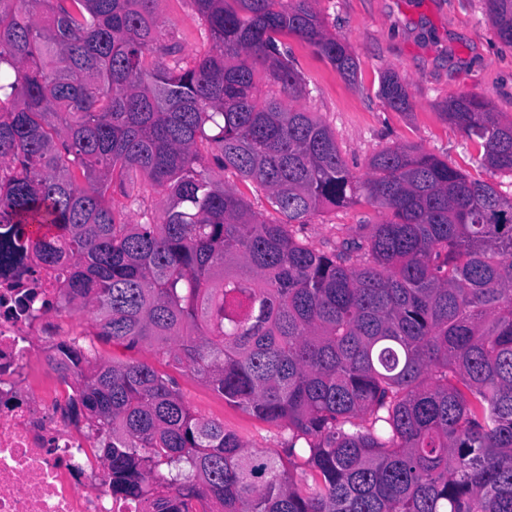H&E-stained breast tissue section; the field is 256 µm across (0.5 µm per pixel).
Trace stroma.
<instances>
[{
	"instance_id": "obj_1",
	"label": "stroma",
	"mask_w": 512,
	"mask_h": 512,
	"mask_svg": "<svg viewBox=\"0 0 512 512\" xmlns=\"http://www.w3.org/2000/svg\"><path fill=\"white\" fill-rule=\"evenodd\" d=\"M317 8L327 31L354 54L355 81H347L295 36L282 37L279 49L306 83L298 106L329 126L348 166L362 177L374 153L414 144L471 177H485L475 147L439 108L448 97L474 94L491 101L503 118H512V46L495 36L483 0H318ZM155 11L167 42L180 45L184 56L210 50L190 0H157ZM389 69L408 86V111L391 109L379 95L380 78ZM383 219L380 210L365 203L330 209L311 217L297 236L324 250L336 232L359 236ZM95 349L105 361L154 364L174 380L196 415L222 422L248 449L278 456L287 448L286 426L225 401L205 380L156 359L150 346L128 348L99 339Z\"/></svg>"
}]
</instances>
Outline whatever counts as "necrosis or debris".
Instances as JSON below:
<instances>
[{
    "mask_svg": "<svg viewBox=\"0 0 512 512\" xmlns=\"http://www.w3.org/2000/svg\"><path fill=\"white\" fill-rule=\"evenodd\" d=\"M61 275L32 254L0 272V512H155L103 490L85 428L61 411L77 385L32 343L69 310Z\"/></svg>",
    "mask_w": 512,
    "mask_h": 512,
    "instance_id": "necrosis-or-debris-1",
    "label": "necrosis or debris"
}]
</instances>
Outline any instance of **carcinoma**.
Listing matches in <instances>:
<instances>
[{
	"label": "carcinoma",
	"instance_id": "1",
	"mask_svg": "<svg viewBox=\"0 0 512 512\" xmlns=\"http://www.w3.org/2000/svg\"><path fill=\"white\" fill-rule=\"evenodd\" d=\"M155 2L0 0V268L34 249L94 335L174 357L291 438L284 458L251 451L153 366L70 336L55 346L78 382L65 412L112 496L160 512H512V196L413 146L353 173L287 103L303 78L279 35L357 74L315 0H191L212 48L190 59L164 43ZM484 5L511 45L512 0ZM259 66L278 92L262 94ZM380 94L410 108L392 71ZM440 109L481 168L512 173V119L477 96ZM216 170L262 187L281 220ZM110 189L132 204L153 191L160 218L130 223ZM361 201L386 213L361 240L324 252L296 237Z\"/></svg>",
	"mask_w": 512,
	"mask_h": 512
}]
</instances>
